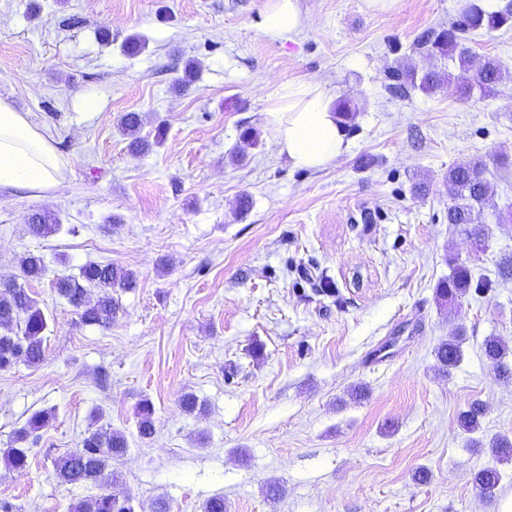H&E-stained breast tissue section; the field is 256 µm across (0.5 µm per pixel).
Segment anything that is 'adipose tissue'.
Here are the masks:
<instances>
[{
  "label": "adipose tissue",
  "mask_w": 512,
  "mask_h": 512,
  "mask_svg": "<svg viewBox=\"0 0 512 512\" xmlns=\"http://www.w3.org/2000/svg\"><path fill=\"white\" fill-rule=\"evenodd\" d=\"M302 24L297 0H278L264 15L262 30L270 39L286 41ZM267 115L277 153L294 168L327 167L347 147L345 131L318 83L284 86ZM63 169L52 136L35 125L28 113L0 98V191L40 195L59 184Z\"/></svg>",
  "instance_id": "1"
}]
</instances>
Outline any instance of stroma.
I'll use <instances>...</instances> for the list:
<instances>
[{"label": "stroma", "instance_id": "1", "mask_svg": "<svg viewBox=\"0 0 512 512\" xmlns=\"http://www.w3.org/2000/svg\"><path fill=\"white\" fill-rule=\"evenodd\" d=\"M274 2L0 0V96L65 161L45 197L0 192V280L40 256L27 287L51 317L44 362L0 371V454L32 414H51L25 468L0 457V501L15 512H70L96 494L55 472L99 426L128 438L109 490L135 512H202L214 496L226 512H512V462L489 449L512 436V376L481 352L499 338L512 368V276L499 273L512 223L496 220L512 208V29L469 36L474 63L498 58L504 74L462 102L450 85L395 89L404 63L447 69L417 42L456 21V0H401L392 14L298 0L304 24L285 42L260 27ZM133 33L147 47L130 57L120 44ZM298 81L359 104L324 169L292 168L272 145L266 112ZM128 112L161 144L129 152L117 128ZM476 159L494 184L485 221L449 223L448 170ZM43 208L63 228L35 237L27 220ZM452 257L490 283L456 312L435 297ZM89 262L136 277L106 329L54 287ZM458 326L465 356L444 376L434 349ZM186 393L203 411L181 408ZM146 400L155 433L143 440ZM474 401L486 415L468 434L458 415ZM492 466L502 480L488 498L473 476Z\"/></svg>", "mask_w": 512, "mask_h": 512}]
</instances>
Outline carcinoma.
Here are the masks:
<instances>
[{"label": "carcinoma", "mask_w": 512, "mask_h": 512, "mask_svg": "<svg viewBox=\"0 0 512 512\" xmlns=\"http://www.w3.org/2000/svg\"><path fill=\"white\" fill-rule=\"evenodd\" d=\"M457 15L458 20L448 29L433 33L421 43L427 54L448 59L452 70L446 73L420 71L405 65L397 72L401 85L434 94L448 83L454 85L463 99L471 98L476 91L482 95L495 92L502 80V63L497 58H488L480 66H474L464 41L474 32H493L512 26V0H506L495 12L486 11L481 0H459ZM141 126L142 116L136 112L124 114L119 121L121 132L130 138L129 146L133 151L148 146L139 136ZM448 182L455 190V201L448 207V223H483L482 206L492 191L486 164L481 161L458 163L449 169ZM60 228L58 215L49 211L34 212L28 219L29 233L37 237L54 234ZM20 265L26 279L41 278L44 270L41 257L29 254L21 259ZM134 282L135 275L130 270L111 263L92 262L80 267L76 276L64 274L57 278L55 289L79 312L83 323L107 328L122 311L114 293L132 287ZM474 286L480 288L482 284H472L470 269L455 263L448 278L438 283L436 296L442 302L457 305ZM48 327L49 317L26 288L14 281L0 283L1 371L19 362L32 367L40 365L45 358L44 336ZM463 341L461 330L456 328L436 347L439 372L447 374L463 360ZM482 351L502 373L512 372L504 365L506 348L500 339L494 336L485 339ZM484 416L483 406L473 402L460 414V426L466 432H473L480 427ZM48 419L46 412L35 413L15 431L13 445L5 454L6 465L15 469L26 466L30 446L39 441L40 430ZM137 432L142 438H149L155 432L154 409L147 401L139 410ZM127 448L124 432L101 427L89 433L78 448L67 454L65 462L57 466L56 475L67 485L102 486L112 475L110 462L124 455ZM491 451L500 460H512V439L498 437ZM474 482L483 495L490 497L501 482V472L495 467H486L477 472ZM72 512H133V506L127 499L120 500L102 491L78 501L72 506Z\"/></svg>", "instance_id": "cac0c4a2"}]
</instances>
